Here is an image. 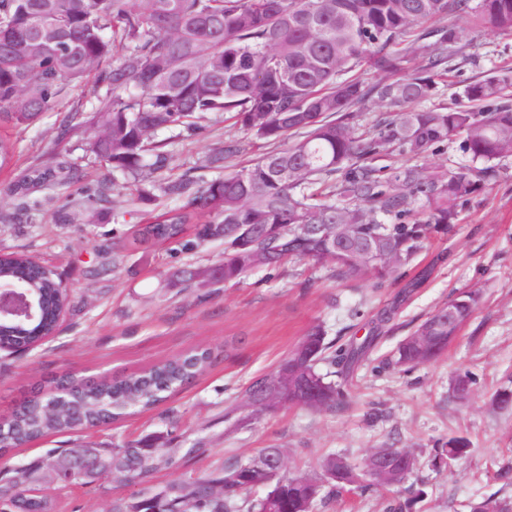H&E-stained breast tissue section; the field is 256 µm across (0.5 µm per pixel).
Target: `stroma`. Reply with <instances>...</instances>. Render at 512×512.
<instances>
[{
	"mask_svg": "<svg viewBox=\"0 0 512 512\" xmlns=\"http://www.w3.org/2000/svg\"><path fill=\"white\" fill-rule=\"evenodd\" d=\"M466 61L440 81L433 105L466 106L468 84L500 66H512V35L463 29ZM92 82L18 136L14 162L0 171V251L25 252L53 271L70 292L59 334L19 355L0 354V415L28 396L37 383L74 372L87 378H120L194 348L213 352L208 369L152 409L135 411L109 426L86 433H62L10 449L0 458V477L76 443L104 447L147 434H166L172 447L189 454L147 483H126L102 475L87 486L65 487L44 472L38 491L52 499L54 512H109L113 498L150 488L159 491L184 473H202L244 461L263 449H281L291 473L317 475L328 455L361 464L386 443L428 457L453 436L470 440V453L446 470L428 468L411 475L400 498L424 490L413 512H470L488 496L512 502V485L496 480V466L512 457V410L490 405L492 394L512 380V157L503 159L495 180L465 203L455 234L433 239L418 256L431 274L397 311L385 333L347 381L345 405L333 411L283 408L241 421L225 433L224 408L254 378L273 371L314 325L328 339L341 329L368 335L376 314L405 288V280L376 285L371 277L337 282L306 261L278 271L255 270L239 283L215 282L224 259L222 242L187 250L179 245L144 247L132 243L135 225L173 206L157 197L144 204L112 188V169L85 159L90 132L76 127L59 138L58 126L73 101L91 105ZM163 176H187L194 186L219 178L206 158L216 147L238 146L231 165L243 167L262 150L252 135L223 113L209 114L194 132L169 131ZM79 163V180L51 181L22 191L36 168ZM107 187V201L93 196ZM120 247L123 262L112 264ZM197 275L186 288L173 287L183 268ZM476 289L482 304L435 361L412 368L391 365L400 340L415 325L462 291ZM470 373L476 380L468 400L453 397L452 380ZM328 495L315 512H384L388 494L357 491Z\"/></svg>",
	"mask_w": 512,
	"mask_h": 512,
	"instance_id": "35a3bbf8",
	"label": "stroma"
}]
</instances>
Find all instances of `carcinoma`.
Here are the masks:
<instances>
[{"mask_svg":"<svg viewBox=\"0 0 512 512\" xmlns=\"http://www.w3.org/2000/svg\"><path fill=\"white\" fill-rule=\"evenodd\" d=\"M450 15L472 28L512 35V0H0V171L16 152V140L5 130L27 128L68 89L91 79L98 89L95 104L88 111L80 102L72 107L59 138L83 114L94 129L84 151L110 165L129 195L145 203L157 188L185 197L178 208L150 216L134 231V242L182 240L192 250L196 243L184 237L196 224L198 241L224 242L220 279L226 284L289 259L326 265L341 281L406 276L424 244L451 232L458 207L485 191L498 162L512 156V66L464 88L476 109L422 106L463 54L456 28L441 24ZM37 20L50 33L33 44ZM428 22L431 29L420 30ZM372 102L390 111L366 127L362 112ZM214 112L230 115L269 149L189 195L187 178L147 181L168 161L167 142L158 133L198 130ZM453 138L469 157L455 169L380 164L395 151L423 158ZM236 152L232 143L215 151L210 167L226 168ZM305 224H336L338 232L347 224L357 245L333 247L308 235ZM426 276L423 270L408 283L359 344L328 341L323 326L312 327L274 371L252 380L229 403L224 416L253 403L341 407L342 382ZM1 278L23 281L41 308L34 322L0 323V346L54 336L68 303L55 274L25 254H10L0 258ZM479 305L477 290L450 299L400 342L396 363L434 360ZM210 363L211 351L196 349L116 381L70 376L47 390L39 387L0 417V452L151 408ZM323 365L330 370L322 372ZM284 368L308 375L316 393L285 395L279 377ZM165 445L164 435L155 433L80 461L77 444L49 454L44 466L51 470L55 457H69L72 470L56 474L64 486L99 474L142 482L174 465ZM470 447L467 438L451 437L432 449L430 465L448 469ZM381 458L391 472L369 477ZM248 464L183 474L152 494L143 490L141 512H239L243 494L266 483L270 490L250 504V512H313L318 479L285 474L270 482ZM418 468L411 450L393 444L374 449L360 465L330 456L321 463L340 492L389 490ZM33 474L19 469L10 485L0 487V512H52L51 500L32 493Z\"/></svg>","mask_w":512,"mask_h":512,"instance_id":"cac0c4a2","label":"carcinoma"}]
</instances>
